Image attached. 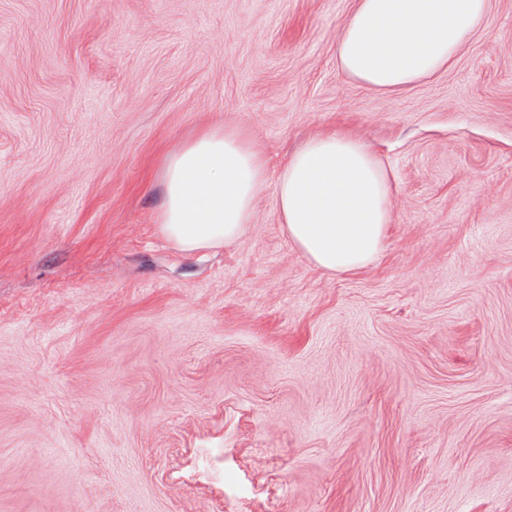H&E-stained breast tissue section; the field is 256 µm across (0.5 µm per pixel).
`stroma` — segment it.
Listing matches in <instances>:
<instances>
[{"label":"stroma","mask_w":512,"mask_h":512,"mask_svg":"<svg viewBox=\"0 0 512 512\" xmlns=\"http://www.w3.org/2000/svg\"><path fill=\"white\" fill-rule=\"evenodd\" d=\"M353 2L0 0V512H512V0L391 92ZM223 124L270 185L184 252L164 162ZM336 129L393 195L332 276L273 183Z\"/></svg>","instance_id":"1"}]
</instances>
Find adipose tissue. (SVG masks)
Here are the masks:
<instances>
[{
    "label": "adipose tissue",
    "mask_w": 512,
    "mask_h": 512,
    "mask_svg": "<svg viewBox=\"0 0 512 512\" xmlns=\"http://www.w3.org/2000/svg\"><path fill=\"white\" fill-rule=\"evenodd\" d=\"M487 18V0H355L336 41V66L374 89L433 76ZM160 222L180 250L232 244L248 230L270 184L257 143L233 126L206 131L169 154ZM278 207L288 241L329 274L354 272L383 249L391 185L358 137H310L281 167Z\"/></svg>",
    "instance_id": "obj_1"
}]
</instances>
